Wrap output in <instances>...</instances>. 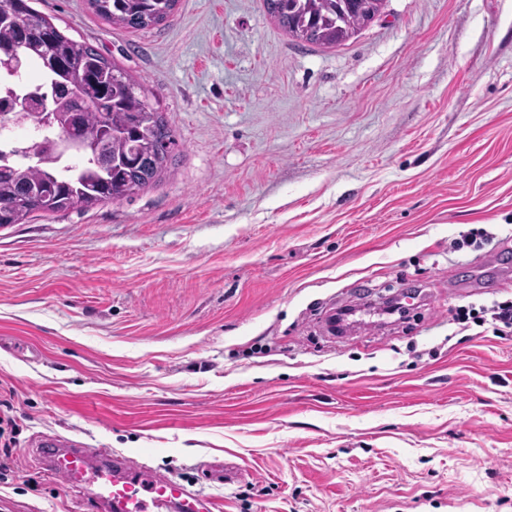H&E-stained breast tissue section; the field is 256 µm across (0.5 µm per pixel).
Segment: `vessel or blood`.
Listing matches in <instances>:
<instances>
[{"mask_svg":"<svg viewBox=\"0 0 512 512\" xmlns=\"http://www.w3.org/2000/svg\"><path fill=\"white\" fill-rule=\"evenodd\" d=\"M36 448L44 470L68 488L90 491L93 512H223V500L201 496L124 453L59 435L43 437Z\"/></svg>","mask_w":512,"mask_h":512,"instance_id":"obj_1","label":"vessel or blood"}]
</instances>
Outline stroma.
Here are the masks:
<instances>
[{"label":"stroma","mask_w":512,"mask_h":512,"mask_svg":"<svg viewBox=\"0 0 512 512\" xmlns=\"http://www.w3.org/2000/svg\"><path fill=\"white\" fill-rule=\"evenodd\" d=\"M33 6L140 78L182 151L0 228V512H91L32 453L53 435L224 512H512V335L453 320L512 298V0H384L329 47L264 0L136 32Z\"/></svg>","instance_id":"obj_1"}]
</instances>
